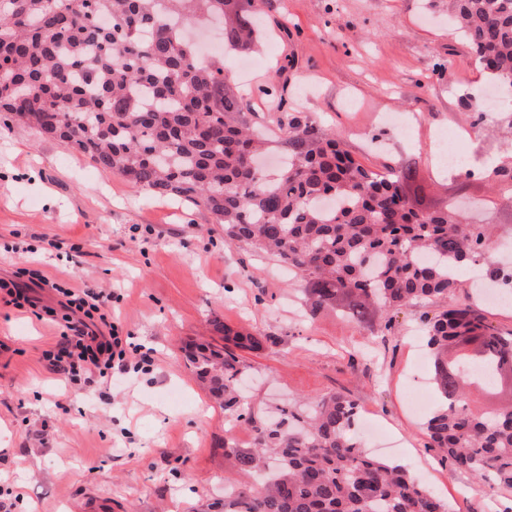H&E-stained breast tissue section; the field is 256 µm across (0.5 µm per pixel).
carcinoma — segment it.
Segmentation results:
<instances>
[{
  "label": "carcinoma",
  "instance_id": "obj_1",
  "mask_svg": "<svg viewBox=\"0 0 512 512\" xmlns=\"http://www.w3.org/2000/svg\"><path fill=\"white\" fill-rule=\"evenodd\" d=\"M448 12L491 80L512 86V0H448ZM242 13V0H0L3 126L49 133L133 187L206 212L228 243L288 267L312 315L341 310L371 328L439 304L420 316L438 398L424 424L429 447L477 482L512 489V409L481 412L466 400L473 384L500 396L512 333L454 301L460 266L510 287L512 269L489 254L487 225L414 207L405 191L413 164L369 170L338 133L298 116L288 118L285 164L257 170L268 141L254 133L224 61L195 63L193 31L212 19L224 45L256 44ZM486 178L512 186V160ZM326 197L334 208L322 207ZM212 326L224 346L197 347L188 360L224 416L257 434L251 448L220 444L249 480L224 488L218 512H450L405 467L367 453L346 395L290 403L270 420L242 409L235 350L257 351L262 338Z\"/></svg>",
  "mask_w": 512,
  "mask_h": 512
}]
</instances>
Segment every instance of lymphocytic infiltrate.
Returning a JSON list of instances; mask_svg holds the SVG:
<instances>
[{"mask_svg": "<svg viewBox=\"0 0 512 512\" xmlns=\"http://www.w3.org/2000/svg\"><path fill=\"white\" fill-rule=\"evenodd\" d=\"M61 297L59 308L39 306L18 289H7L10 304L29 308L38 319H46L59 329V338L45 358L53 370L74 377L79 373L97 374L99 383L110 384L113 372L125 368V350L113 327L105 291L90 292L53 282Z\"/></svg>", "mask_w": 512, "mask_h": 512, "instance_id": "lymphocytic-infiltrate-1", "label": "lymphocytic infiltrate"}]
</instances>
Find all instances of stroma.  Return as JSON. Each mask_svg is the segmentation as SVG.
I'll list each match as a JSON object with an SVG mask.
<instances>
[{"label":"stroma","mask_w":512,"mask_h":512,"mask_svg":"<svg viewBox=\"0 0 512 512\" xmlns=\"http://www.w3.org/2000/svg\"><path fill=\"white\" fill-rule=\"evenodd\" d=\"M257 47L224 63L259 123L301 116L339 132L364 166L415 162L418 208L477 204L476 224L512 225V201L485 178L503 160V114L468 45L448 32V0H254ZM275 95H265L268 85ZM494 106L481 122L473 106ZM464 129L470 174L435 162V136ZM36 268L74 288L112 293L127 361L150 368L111 386L70 381L42 357L58 333L0 300V512H209L240 479L220 444L255 442L226 422L189 369L185 349L212 318L263 336L243 353L246 400L260 410L342 393L400 444L397 463L429 473L453 512H512V491L476 483L425 447L431 359L418 330L425 305L394 330L333 311L305 315L300 284L274 258L224 242L209 215L147 196L84 155L22 125L0 127V279L27 286Z\"/></svg>","instance_id":"stroma-1"}]
</instances>
